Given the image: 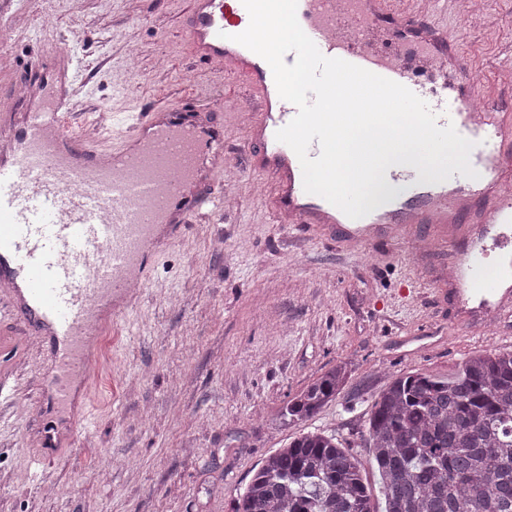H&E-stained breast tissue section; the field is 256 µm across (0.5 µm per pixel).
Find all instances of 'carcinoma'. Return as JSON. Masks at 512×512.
Wrapping results in <instances>:
<instances>
[{"mask_svg": "<svg viewBox=\"0 0 512 512\" xmlns=\"http://www.w3.org/2000/svg\"><path fill=\"white\" fill-rule=\"evenodd\" d=\"M346 378L341 365L326 371L286 401L279 420L314 416ZM362 437L383 510L353 448L314 431L269 455L232 512H512V350L472 355L448 378H394L366 412Z\"/></svg>", "mask_w": 512, "mask_h": 512, "instance_id": "obj_1", "label": "carcinoma"}]
</instances>
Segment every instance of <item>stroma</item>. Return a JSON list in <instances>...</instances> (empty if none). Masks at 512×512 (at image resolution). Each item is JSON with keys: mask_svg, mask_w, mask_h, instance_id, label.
<instances>
[{"mask_svg": "<svg viewBox=\"0 0 512 512\" xmlns=\"http://www.w3.org/2000/svg\"><path fill=\"white\" fill-rule=\"evenodd\" d=\"M189 0H8L0 69L40 77L62 36L80 33L88 89L105 111H149L196 95L232 99L224 180L239 202L167 235L149 255L151 280L109 330L92 373L69 406L43 399L50 356L15 318L0 317V512H228L265 458L308 431L351 445L371 488L379 476L362 416L398 375L452 373L465 356L512 349V316L479 333L436 300L408 245L357 253L338 241L273 223L243 149L242 82L191 56ZM487 30L464 32L473 64L500 83L512 41V0H489ZM346 383L335 401L287 425L280 407L328 369ZM77 440H70L72 425ZM53 448L36 463L32 449Z\"/></svg>", "mask_w": 512, "mask_h": 512, "instance_id": "stroma-1", "label": "stroma"}]
</instances>
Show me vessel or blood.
<instances>
[{
  "mask_svg": "<svg viewBox=\"0 0 512 512\" xmlns=\"http://www.w3.org/2000/svg\"><path fill=\"white\" fill-rule=\"evenodd\" d=\"M185 29L196 60L243 75L254 97L244 146L253 174L269 183L267 206L278 224H300L357 248L399 245L416 225L433 227L447 248L451 278H438V301L463 317L512 313V113L497 103L494 84L476 81L445 17L462 15L461 0H298L302 30L322 55L339 58L409 88L437 116L473 142L477 178L453 173L424 184L416 169L391 167L388 181L403 194L352 220L324 198L305 192L298 157L276 133L297 114L277 91L269 64L234 42L249 25L242 0H190ZM55 91L41 107L17 114L0 98V305L36 336L57 343L52 401L65 406L74 381L87 380L93 346L123 315L116 298L151 274L142 253L167 219L186 225L204 209L222 208V170L198 177L202 149L222 143L214 101L177 108L99 114L95 138L84 133L87 101L76 111L82 77L73 50L47 62Z\"/></svg>",
  "mask_w": 512,
  "mask_h": 512,
  "instance_id": "b4317fda",
  "label": "vessel or blood"
}]
</instances>
